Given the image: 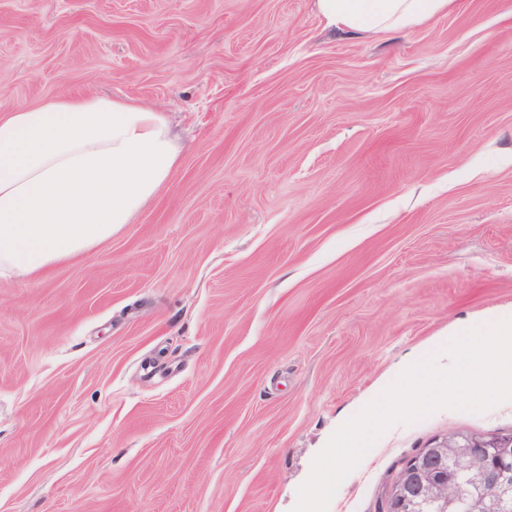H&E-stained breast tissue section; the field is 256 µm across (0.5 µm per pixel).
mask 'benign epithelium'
<instances>
[{
	"label": "benign epithelium",
	"mask_w": 512,
	"mask_h": 512,
	"mask_svg": "<svg viewBox=\"0 0 512 512\" xmlns=\"http://www.w3.org/2000/svg\"><path fill=\"white\" fill-rule=\"evenodd\" d=\"M512 512V434L452 432L409 460L382 512Z\"/></svg>",
	"instance_id": "obj_1"
}]
</instances>
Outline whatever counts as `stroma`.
Masks as SVG:
<instances>
[{"instance_id":"stroma-1","label":"stroma","mask_w":512,"mask_h":512,"mask_svg":"<svg viewBox=\"0 0 512 512\" xmlns=\"http://www.w3.org/2000/svg\"><path fill=\"white\" fill-rule=\"evenodd\" d=\"M133 99L182 148L90 254L0 278V512H292L400 365L512 309V0L385 35L315 0H0V113ZM451 431L391 426L328 512Z\"/></svg>"}]
</instances>
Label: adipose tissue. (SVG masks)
<instances>
[{
    "label": "adipose tissue",
    "instance_id": "adipose-tissue-1",
    "mask_svg": "<svg viewBox=\"0 0 512 512\" xmlns=\"http://www.w3.org/2000/svg\"><path fill=\"white\" fill-rule=\"evenodd\" d=\"M455 0H317L326 24L385 33ZM165 116L133 100L64 94L0 114V277L37 276L110 241L180 163Z\"/></svg>",
    "mask_w": 512,
    "mask_h": 512
}]
</instances>
